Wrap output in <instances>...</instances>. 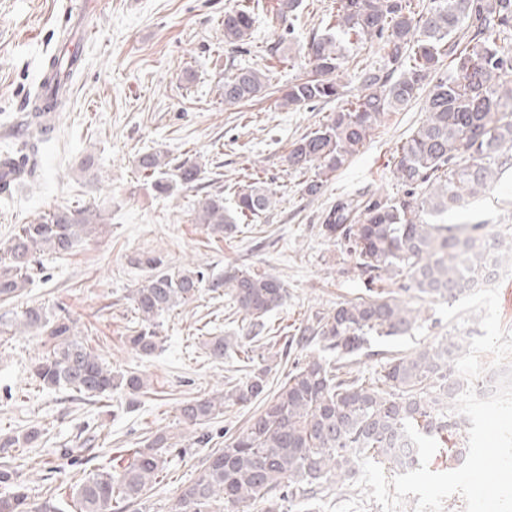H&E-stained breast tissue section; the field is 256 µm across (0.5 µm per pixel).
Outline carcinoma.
<instances>
[{
	"mask_svg": "<svg viewBox=\"0 0 512 512\" xmlns=\"http://www.w3.org/2000/svg\"><path fill=\"white\" fill-rule=\"evenodd\" d=\"M302 5V0H277L276 17L293 20ZM254 22L248 7L224 11V42L246 43ZM352 36L358 44L380 40L382 64L360 69L362 95L295 141L288 165L299 173L312 172L304 192L321 194L327 177L360 151L381 115L416 100L427 84L426 119L394 162L395 178L410 192L385 201L342 199L327 212L325 234L347 243L368 276L369 295L341 302L299 327L296 345L317 344L335 353L336 360L293 362L287 380L264 409L208 456L206 466L182 490L178 512H246L256 502L263 504V512H289L298 498L312 499L355 476L361 455L397 472L419 466L416 446L403 433L407 421L436 440L467 425L453 410L467 387L454 361L468 351L475 332L470 322L388 359L376 381L343 368L366 349L371 337L405 336L422 321L421 309L374 288L375 283L404 273L406 290L419 300L453 304L489 280L491 266L512 263V242L495 225L448 223L449 212L463 210L472 199L492 191L512 168V87L505 89L501 82V76L512 73V50L503 45L512 37V0H430L422 14L411 10L410 0H340L335 22L306 44L310 73L288 84L279 106L296 109L341 98L337 76L347 63L343 48ZM77 62L74 53L45 61L46 74L57 78L54 93L34 98L23 138L0 157V171L11 183L22 178L28 152L44 140L48 115L65 107ZM269 83V70L241 68L224 77V104L251 102L266 93ZM167 166L156 152L137 158L138 169L161 194L171 188ZM201 175V167L189 160L176 165L173 173L187 188ZM273 196L263 186L249 185L237 194L232 213L224 209V196H209L199 202L197 221L215 234L230 233L237 221L268 212ZM103 221L100 207L92 203L57 206L16 225L0 245V302L21 295L37 254L69 255ZM134 263L147 272L131 297L141 328L129 343L142 356L153 355L159 346L157 318L192 301L203 288L224 290L245 313L242 330L252 342L267 337V316L286 298L282 282L269 274L232 267L210 278L196 268L172 271L162 257L149 254ZM13 323L24 332L47 336L48 351L34 369L47 389L101 397L114 390L136 396L146 388L142 375L114 372L105 365L67 318L54 319L43 308L29 306ZM205 347L215 360L231 356L233 349L225 336L209 337ZM270 372V364H261L224 393L185 402L181 416L195 424L222 414L226 401L257 400L268 391ZM41 436L32 427L0 439V512H31L8 449L32 448ZM172 447L170 437L157 432L132 450L121 470H100L71 487L77 512H112L113 504L140 498L165 469Z\"/></svg>",
	"mask_w": 512,
	"mask_h": 512,
	"instance_id": "obj_1",
	"label": "carcinoma"
}]
</instances>
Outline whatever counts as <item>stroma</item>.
Returning a JSON list of instances; mask_svg holds the SVG:
<instances>
[{
  "instance_id": "obj_1",
  "label": "stroma",
  "mask_w": 512,
  "mask_h": 512,
  "mask_svg": "<svg viewBox=\"0 0 512 512\" xmlns=\"http://www.w3.org/2000/svg\"><path fill=\"white\" fill-rule=\"evenodd\" d=\"M241 0H97L98 32L82 52L83 61L47 143L30 153L29 175L0 191V243L14 225L25 224L57 204L95 203L107 212L99 233L72 255L38 256L32 281L22 295L0 304V317L29 306L67 315L83 341L116 371L141 374L147 386L136 398L121 392L87 399L64 389L42 388L32 374L47 351L44 337L0 333V435L42 431L33 448L11 454L32 512L44 505L74 512L59 484L84 480L102 466L118 465L126 449L142 447L157 431L174 434L168 463L157 484L122 512H175L182 490L208 456L224 447L261 410L262 401L225 403L224 413L203 424L186 425L181 405L226 390L242 377L243 362L212 359L210 336L242 339V314L227 296L204 290L190 303L160 319V349L150 357L132 351L126 338L137 318L130 300L145 273L134 263L144 252L161 254L170 269L200 268L223 273L236 265L278 277L286 300L267 317L271 332L254 343L256 355L271 356L286 337L317 313L365 295L366 276L345 244L329 239L323 214L337 200L404 196L393 175L397 149L422 122L423 100L385 113L370 140L330 176L320 196L303 192V178L285 157L293 141L340 108L282 109L276 91L308 67L301 51L337 10L336 0H303L293 24H270L263 0L248 44L225 43L224 12ZM81 0H0V143L21 137L28 99L39 87L44 60L59 54L66 13ZM269 69L272 93L254 102L225 105L224 77L240 68ZM94 151L98 169L81 173L80 160ZM157 152L177 163L192 159L205 175L192 188L175 187L158 196L136 166L139 155ZM259 182L275 194L265 215L220 236L195 222L205 196L237 193ZM484 221L512 237V170L496 190L452 211L448 221ZM449 325L435 304L410 335L372 338L351 369L359 376L381 373L390 354L409 352L445 335Z\"/></svg>"
}]
</instances>
